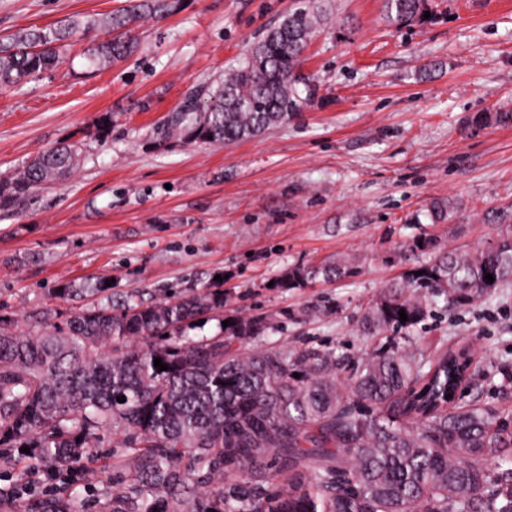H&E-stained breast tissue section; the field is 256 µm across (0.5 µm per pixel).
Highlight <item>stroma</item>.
I'll return each instance as SVG.
<instances>
[{
    "instance_id": "1",
    "label": "stroma",
    "mask_w": 512,
    "mask_h": 512,
    "mask_svg": "<svg viewBox=\"0 0 512 512\" xmlns=\"http://www.w3.org/2000/svg\"><path fill=\"white\" fill-rule=\"evenodd\" d=\"M124 0H0V40L22 28L91 20L65 64L0 88V178L70 139L78 167L0 210V308L26 327L68 314L65 282L106 279L117 296L155 303L219 285L226 316H266L253 350L324 346L352 362L367 349L368 304L411 266L447 248L493 243L512 212V0H430L429 18L396 27L384 0H322L329 20L305 52L317 95L284 124L231 144L160 131L181 103L221 82L298 0H181L140 19L131 57L90 68L100 19ZM112 126L97 129L104 117ZM451 201L447 221L427 216ZM432 247L409 251L412 241ZM326 261L353 276L300 288L279 282ZM412 334L467 347L461 402L512 414V284L464 310L437 303Z\"/></svg>"
}]
</instances>
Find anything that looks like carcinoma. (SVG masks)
<instances>
[{
	"instance_id": "1",
	"label": "carcinoma",
	"mask_w": 512,
	"mask_h": 512,
	"mask_svg": "<svg viewBox=\"0 0 512 512\" xmlns=\"http://www.w3.org/2000/svg\"><path fill=\"white\" fill-rule=\"evenodd\" d=\"M179 3L126 0L109 18L112 38L87 50L89 63L132 55L138 41L129 24ZM314 4L254 42L207 109L188 99L167 132L232 143L288 121L317 93L300 74L315 28L328 20ZM428 4L385 0L384 8L401 26L421 22ZM82 27L68 18L9 35L0 43V86L64 64L65 41ZM82 152L80 140L59 143L0 180V210L73 170ZM499 221L488 248L441 250L385 288L361 320L371 350L345 377L348 363L330 350L235 347L265 330L262 316L188 337L201 319L224 321L222 288L145 305L114 298L103 280L67 283L60 295L97 302L61 324L43 312L25 330L0 314V449H18L0 452V465L61 481L11 512H512V418L458 402L468 351L428 352L411 336L438 300L467 308L512 283V217ZM352 274L336 263L296 266L280 285ZM156 358L168 369L155 367ZM116 431L121 448L104 452ZM98 460L112 479L89 497Z\"/></svg>"
}]
</instances>
